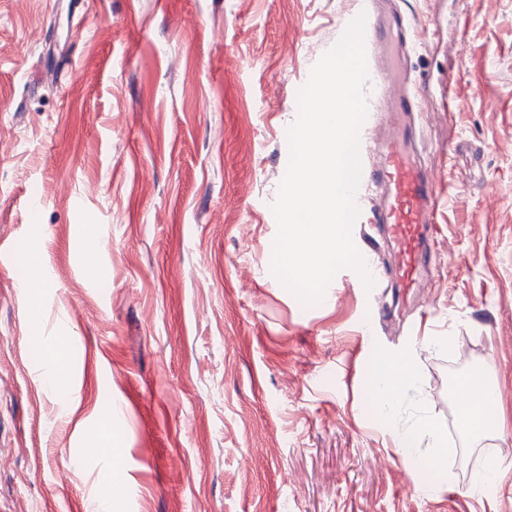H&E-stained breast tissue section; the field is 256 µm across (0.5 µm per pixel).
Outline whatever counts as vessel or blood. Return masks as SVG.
<instances>
[{
  "label": "vessel or blood",
  "mask_w": 512,
  "mask_h": 512,
  "mask_svg": "<svg viewBox=\"0 0 512 512\" xmlns=\"http://www.w3.org/2000/svg\"><path fill=\"white\" fill-rule=\"evenodd\" d=\"M414 41V32L401 14L386 16L373 8L367 12L364 45L367 72L379 91L376 111H418L419 96L410 90L400 66ZM416 139L411 124L386 136L369 132L363 149L375 160L364 165L361 180L362 186L379 195L378 206L366 212L365 221L381 226L393 254L389 273L397 287L411 292L427 285L433 260L430 233L441 200L436 177L415 150Z\"/></svg>",
  "instance_id": "obj_1"
}]
</instances>
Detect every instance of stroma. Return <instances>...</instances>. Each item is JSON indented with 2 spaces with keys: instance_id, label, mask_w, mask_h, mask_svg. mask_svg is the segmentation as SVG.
<instances>
[{
  "instance_id": "obj_1",
  "label": "stroma",
  "mask_w": 512,
  "mask_h": 512,
  "mask_svg": "<svg viewBox=\"0 0 512 512\" xmlns=\"http://www.w3.org/2000/svg\"><path fill=\"white\" fill-rule=\"evenodd\" d=\"M395 7L440 268L410 301L344 268L307 305L272 272V204L298 92L362 0H0V243L28 264L0 262V512H512V0ZM383 352L422 367L444 443L418 452L456 469L398 453ZM470 361L506 414L478 439Z\"/></svg>"
}]
</instances>
